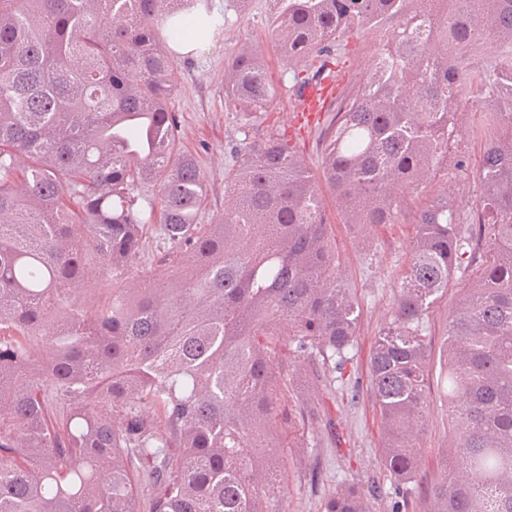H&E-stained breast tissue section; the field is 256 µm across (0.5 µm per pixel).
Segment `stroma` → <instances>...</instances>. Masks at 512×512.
I'll list each match as a JSON object with an SVG mask.
<instances>
[{
  "mask_svg": "<svg viewBox=\"0 0 512 512\" xmlns=\"http://www.w3.org/2000/svg\"><path fill=\"white\" fill-rule=\"evenodd\" d=\"M204 6L223 19L224 29L210 33L196 52L176 55V92L169 107L177 116L180 150L196 157L205 175L206 195L198 221L210 224L224 210V176L239 160L245 140L260 138L269 130L286 134L317 179L322 176L323 145L318 131L300 133L298 126L287 118L289 101L284 91L266 116L249 125L245 124L243 114L225 103L224 67L245 44L261 51L280 85L291 83L292 67L281 59L271 37L273 0H249L239 9L231 0H204ZM382 40V33L376 32L351 42L337 68V95L347 94L353 78L373 67ZM484 142L477 115L459 112L448 144L449 159L453 161L461 154L479 157ZM320 192L332 222L331 241L337 258L350 274V286L361 315L357 344L349 351L343 380L334 389L321 392L318 417L308 430L306 448L300 451L302 461L288 467L285 512H324L327 493L344 482L372 477L387 483L388 478L378 464V419L367 387L369 351L375 336L392 318L394 296L410 263L409 243L417 213L442 192L447 193L453 205L471 210L481 189L471 174L452 165L447 175L428 180L406 198L398 223L382 224L369 231L345 223L328 186H321ZM471 278V273L457 272L448 285L447 298L435 306L426 320L433 358L441 356L444 328L458 290L467 286ZM429 396L431 414L424 439L425 453L418 462L420 472L427 476L433 474L444 450L458 438L448 423L439 373L430 377ZM309 465L321 470L323 485L310 487L305 471Z\"/></svg>",
  "mask_w": 512,
  "mask_h": 512,
  "instance_id": "obj_1",
  "label": "stroma"
}]
</instances>
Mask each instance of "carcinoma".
Masks as SVG:
<instances>
[{
    "mask_svg": "<svg viewBox=\"0 0 512 512\" xmlns=\"http://www.w3.org/2000/svg\"><path fill=\"white\" fill-rule=\"evenodd\" d=\"M272 35L300 92L334 75L350 36L395 23L323 131L322 176L345 223L395 224L400 199L448 160L451 120L487 144L459 156L481 186L472 222L448 195L422 210L368 386L379 464L425 512H512V0H274ZM172 42L194 0H0V512H284L279 457L304 444L320 370L342 371L360 307L323 199L271 132L224 177V213L177 148ZM246 117L278 95L262 53L224 66ZM160 225L158 278L142 265ZM441 380L459 441L422 478L433 362L423 324L455 271ZM111 296L85 310L79 290ZM288 339H283V330ZM380 485L329 492L324 512H373Z\"/></svg>",
    "mask_w": 512,
    "mask_h": 512,
    "instance_id": "carcinoma-1",
    "label": "carcinoma"
}]
</instances>
